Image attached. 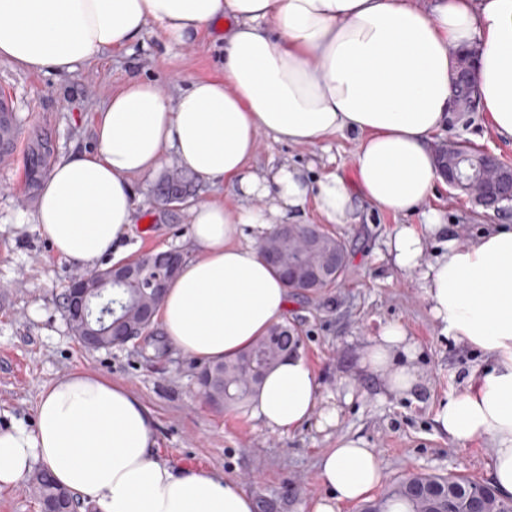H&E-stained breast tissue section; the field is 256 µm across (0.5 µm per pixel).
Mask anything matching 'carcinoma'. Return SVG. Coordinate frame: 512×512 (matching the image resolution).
Wrapping results in <instances>:
<instances>
[{
    "instance_id": "cac0c4a2",
    "label": "carcinoma",
    "mask_w": 512,
    "mask_h": 512,
    "mask_svg": "<svg viewBox=\"0 0 512 512\" xmlns=\"http://www.w3.org/2000/svg\"><path fill=\"white\" fill-rule=\"evenodd\" d=\"M20 134V121L14 112H0V155L13 151ZM50 153V146L43 138L32 135L29 138V175L36 182L41 173L42 163ZM189 177L181 170H170L159 184V195L167 202L173 200L172 191L187 188ZM318 237L323 249L313 250L306 246L302 230L282 232L271 230L261 241V249L278 257L280 264L288 266L298 258L312 266L318 263L325 251H334L342 246L347 252L344 239L336 232L320 227ZM155 253H144L130 265L140 271L133 283L112 286L107 302L112 304V319H121L129 324H142L150 332L152 325L145 323L148 311H157L162 299L155 294L152 282L158 268L154 263ZM299 336L294 325L288 321L274 324L268 332L256 339L247 349L231 358L209 362L198 373L201 394L215 407H235L243 404L257 389L264 375L274 367L289 350L299 347ZM41 504L68 500L69 494L54 482L49 473L39 470L31 479ZM482 495V483L464 476H442L431 474H410L393 483L385 495L374 502L364 504L362 512H465L468 500Z\"/></svg>"
}]
</instances>
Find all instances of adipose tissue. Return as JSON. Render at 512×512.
Listing matches in <instances>:
<instances>
[{
    "instance_id": "ef3b65f1",
    "label": "adipose tissue",
    "mask_w": 512,
    "mask_h": 512,
    "mask_svg": "<svg viewBox=\"0 0 512 512\" xmlns=\"http://www.w3.org/2000/svg\"><path fill=\"white\" fill-rule=\"evenodd\" d=\"M215 24L224 28L222 77L174 96L129 79L96 114L95 149L53 165L32 217L60 257L91 270L130 238L134 182L165 153L203 181L229 185L237 205H192V256L157 313L173 348L211 361L246 349L288 308V290L259 248L273 226L310 210L352 224L363 201L408 214L431 197L440 179L431 143L451 112L456 51L478 47L480 109L512 139V0H434L428 9L415 0H0V59L70 73L147 26L190 46ZM344 132L358 141L353 180L333 171L312 180L289 163L251 166L261 136L315 146ZM423 218L394 225L392 262L415 276L442 333L487 361L435 423L461 446L488 438L492 483L512 500V229L494 226L462 243L438 210ZM431 238L441 248L428 260ZM414 350L391 323L371 338L361 366L388 394L403 395L422 380L405 362ZM319 402L311 365L291 355L250 405L281 432L308 421ZM35 413V429H0V487L38 465L97 512H254L233 482L161 462L154 412L107 377H60L44 386ZM318 470L329 495L310 512H341L384 480L375 450L354 437L327 449Z\"/></svg>"
}]
</instances>
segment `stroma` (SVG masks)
I'll return each instance as SVG.
<instances>
[{
  "label": "stroma",
  "mask_w": 512,
  "mask_h": 512,
  "mask_svg": "<svg viewBox=\"0 0 512 512\" xmlns=\"http://www.w3.org/2000/svg\"><path fill=\"white\" fill-rule=\"evenodd\" d=\"M223 52L217 32L205 33L195 45L185 47L168 43L151 26L131 44L70 74L30 73L0 60V96L10 99L24 132L17 142L16 164L0 170V428L34 429L35 405L43 387L66 373L84 370L124 385L154 411L156 451L162 461L230 479L253 499L255 512H300L326 496L318 462L345 436L361 438L375 449L388 483L412 472L489 482V440L481 437L459 446L434 423L436 410L464 387L469 372L482 366L484 357L442 335L414 275L389 260L387 241L394 224L422 223L421 213L400 219L362 203L357 222L337 229L348 247L342 284L289 298L284 318L302 337L300 353L316 373L322 410L338 409L333 425L323 423L319 413L292 432L271 431L250 407L218 410L205 401L196 384L202 364L198 357L171 348L152 360L138 340L90 350L72 334L63 297L76 268L56 254L32 222L38 190L28 178V134L45 135L55 160L91 149L96 112L127 80L151 79L174 95L193 80L220 75ZM451 139L490 150L512 164V141L499 138L484 112L450 119L434 142ZM356 147L347 133L315 147L288 146L265 135L252 164L259 169L294 164L312 178L330 166L348 178ZM174 166L172 155H165L159 174L137 180L136 222L125 259L170 249L190 257V203L236 204L230 186L200 179L194 181L186 202H158L154 187L159 175ZM426 206L441 211L462 240L494 224L512 225V206L487 212L443 183ZM389 322L402 324L417 344L412 363L427 378L418 394L384 395L377 379L360 367L371 337ZM345 391L352 394L346 402L338 398Z\"/></svg>",
  "instance_id": "35a3bbf8"
}]
</instances>
